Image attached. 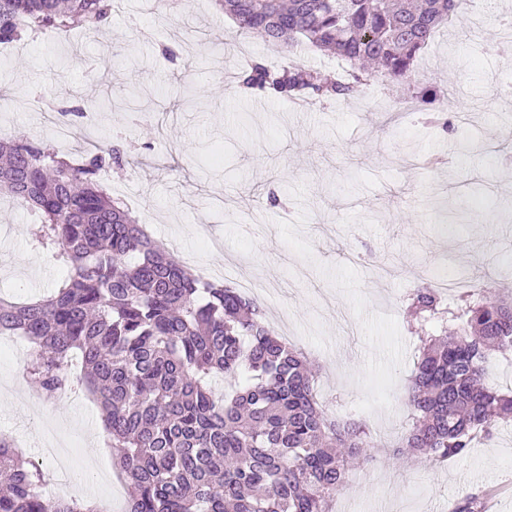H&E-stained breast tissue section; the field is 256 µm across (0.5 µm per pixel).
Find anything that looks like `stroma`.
<instances>
[{
	"label": "stroma",
	"instance_id": "obj_1",
	"mask_svg": "<svg viewBox=\"0 0 512 512\" xmlns=\"http://www.w3.org/2000/svg\"><path fill=\"white\" fill-rule=\"evenodd\" d=\"M418 61L419 83L369 75L359 96L310 110L237 91L242 58L280 66L286 53L256 35L232 37V20L213 0L158 14L152 0H112L107 26L92 33L37 35L0 63V128L54 140L43 124L44 96L61 107L95 108L96 126L71 139L132 132L138 145L112 194L126 198L148 233L174 256L199 266L238 262L277 284L259 293L275 334L319 370L316 391L337 417L362 420L379 442L376 459L351 467V486L334 512H454L468 493L512 484V421L468 457L435 466L395 450L406 434L407 378L420 341L403 299L435 270H481L478 290L512 294V108L494 91L512 84V60L498 49L499 12L470 0ZM236 40L215 77L211 52ZM449 82V129L423 127L419 114L393 110L418 84ZM281 203L270 206L269 194ZM33 218L0 191V295H49L60 266L31 241ZM392 268L376 277L373 267ZM32 349L0 336V433L48 472L40 447L54 434L72 449V471L89 469L82 496L124 512L125 479L107 448L92 396L47 398L31 387L14 395Z\"/></svg>",
	"mask_w": 512,
	"mask_h": 512
}]
</instances>
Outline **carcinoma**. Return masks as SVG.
Wrapping results in <instances>:
<instances>
[{"label":"carcinoma","instance_id":"carcinoma-1","mask_svg":"<svg viewBox=\"0 0 512 512\" xmlns=\"http://www.w3.org/2000/svg\"><path fill=\"white\" fill-rule=\"evenodd\" d=\"M236 35L329 51L348 65L318 78L299 64L253 59L246 92L286 101L346 100L364 62L411 82L415 63L460 0H217ZM112 0H0V42L32 32L90 31ZM451 89L424 87L417 112H442ZM122 165L110 141L75 164L45 141L0 136V191L37 217L34 242L66 269L47 298H0V335L33 347L31 382L54 398L87 388L132 493L127 512H328L348 458L378 444L357 422L328 416L308 358L276 336L264 309L228 284L192 273L156 244L100 172ZM424 336L407 401L405 452L463 459L512 421V392L484 380L492 353L512 356V299L472 293L445 306L432 285L409 295ZM217 377L236 382L216 396ZM50 475L0 436V512H104L98 500L47 494Z\"/></svg>","mask_w":512,"mask_h":512}]
</instances>
